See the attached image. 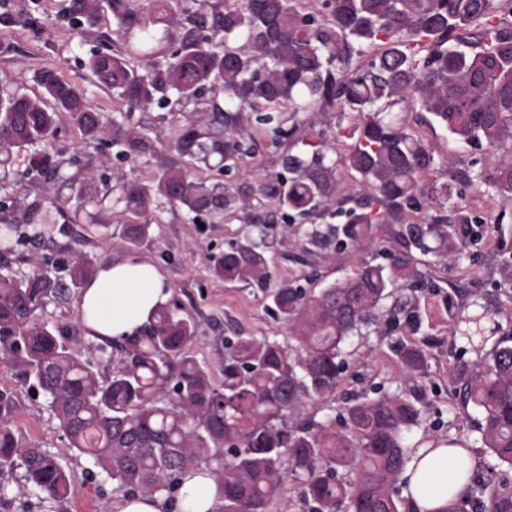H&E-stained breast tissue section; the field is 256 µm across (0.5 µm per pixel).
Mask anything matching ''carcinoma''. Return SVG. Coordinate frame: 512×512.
<instances>
[{
  "label": "carcinoma",
  "instance_id": "obj_1",
  "mask_svg": "<svg viewBox=\"0 0 512 512\" xmlns=\"http://www.w3.org/2000/svg\"><path fill=\"white\" fill-rule=\"evenodd\" d=\"M62 0L58 15L79 25L109 13L121 49L94 52L91 76L124 103L126 111L165 110L196 101L205 91L224 96L204 137L194 113H181L186 129L177 150L194 163L212 156L228 168L251 153L255 133L291 140L282 157L288 175L267 182L246 174L235 186L212 182L195 168L178 166L168 145L143 129L92 110L84 92L55 70L37 76L39 91L8 94L0 105V156L29 146L47 147L59 113L69 115L84 143L112 136L116 153L154 162L148 181L122 184L131 221L128 249L149 239L152 205L159 197L191 220L239 213L257 236L209 260L211 274L229 282L265 286L271 279L262 210L274 199L283 216L303 229L306 244L345 252L385 224H396L386 262L361 259L353 274L311 294L283 282L268 291L276 315L298 342L287 349L267 338L227 340L224 385L216 386L188 352L195 324L166 306L141 331L100 361L79 356L64 331L41 319L51 303L78 298L96 273L76 252L65 275L23 258L28 271L0 268V360L46 399L68 448L87 456L124 495H169L180 475L217 458L213 512H269L288 480L302 486L308 512H409L396 492L412 452L427 395L425 379L436 347L433 322L448 316V335L479 336L453 298L424 271L484 244L493 231L485 217L451 202L453 185L427 188L420 174L436 162L424 143L382 107L404 103L432 116L467 147L492 150L512 140V26L497 20L506 0H325L328 19L306 11L307 0ZM385 50L355 63L376 44ZM338 114L336 140L354 141L340 163L357 173L349 187L337 178L320 142L302 138L299 118L314 109ZM292 112L285 129L276 113ZM36 175L70 186L74 198L95 200L92 175L81 181L38 164ZM482 182L512 200V158ZM428 205L423 220L406 214ZM40 203L15 195L0 200V256L42 238L4 217L24 212L32 221ZM344 218L341 224L332 220ZM440 308L430 309L432 297ZM467 329H462V325ZM399 337L400 368L415 382L412 397L387 393L348 402L332 418L291 423L305 401L336 391L345 368L342 346L362 329ZM462 347L448 363L458 413L474 409L477 436L446 442L487 457L453 512H512V332L500 336L476 361ZM14 391L0 387V476L20 472L17 494L39 491L63 501L71 481L58 456L20 438L13 429ZM289 468H282L283 457ZM346 470L342 476L339 469Z\"/></svg>",
  "mask_w": 512,
  "mask_h": 512
}]
</instances>
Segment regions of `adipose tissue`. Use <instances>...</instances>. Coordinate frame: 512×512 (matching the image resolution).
Listing matches in <instances>:
<instances>
[{"label":"adipose tissue","instance_id":"ef3b65f1","mask_svg":"<svg viewBox=\"0 0 512 512\" xmlns=\"http://www.w3.org/2000/svg\"><path fill=\"white\" fill-rule=\"evenodd\" d=\"M169 296L165 279L154 265L129 259L97 271L83 290L78 311L91 334L119 341L134 335ZM476 467L475 456L459 448L416 450L403 474L412 512H449L466 493ZM214 504L215 484L208 469H193L181 476L178 512H212Z\"/></svg>","mask_w":512,"mask_h":512}]
</instances>
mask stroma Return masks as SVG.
Returning <instances> with one entry per match:
<instances>
[{
  "label": "stroma",
  "mask_w": 512,
  "mask_h": 512,
  "mask_svg": "<svg viewBox=\"0 0 512 512\" xmlns=\"http://www.w3.org/2000/svg\"><path fill=\"white\" fill-rule=\"evenodd\" d=\"M58 9L57 0H44L41 13L46 33L40 39L21 24L0 22V89L8 93H32L37 88L38 71L53 68L84 91L93 110L108 117L123 111V103L98 85L84 67L91 52L118 46L111 20L102 19L75 29L57 18ZM397 111L404 125L421 135L437 161L434 170L423 173V182L448 183L445 161L450 157L461 168L470 167L474 157H481V168L488 174L494 171L501 156L512 153V143L506 142L498 149L474 154L438 123H426L424 113L402 105ZM57 127V136L47 149L51 164L66 176L81 178L93 173L98 200L84 206L72 202L62 210L51 211L54 224L51 234L45 236L38 248L27 245L19 253L9 254L12 267H19L21 258L34 251L52 262L71 259L77 250L85 251L99 266L133 256L155 264L171 290L169 307L196 325L197 337L190 347L191 354L218 384L224 381L226 338L268 337L288 343V327L271 311L262 287L217 279L208 268L210 256L221 254L230 245L253 235L250 225L234 217L216 216L193 222L161 199L153 209L150 241L137 253H130L122 237L125 216L116 202L119 189L113 176L121 173L131 181L147 180L154 170L152 162L118 157L107 143L99 152H85L80 145V132L67 115L59 116ZM30 155V150L20 151L6 165V175L0 179V198L24 193L34 201L47 195L48 184L32 172ZM455 201L462 208L483 213L489 221H502L505 236L479 250L473 270L463 271L452 261L445 267H432L431 272L443 281L445 289L458 290L466 315L480 318L484 332L497 327L512 331V288L502 285L500 273L504 256L512 254V201L468 186L463 187ZM268 210L274 215L269 228L272 244L266 252L272 283L297 280L308 291L316 292L351 274L356 258L379 261L384 258L386 231L362 238L351 251L330 256L310 254L296 225L284 221L281 209L272 204ZM44 318L64 328L76 351L90 355L97 340L87 334L76 301L49 305ZM466 343L462 336L448 338L433 352L429 380L434 388L428 393L431 407L424 412L423 433L456 439L467 431V421L447 410L452 391L448 362L458 347ZM344 350L349 369L335 394L309 402L301 409V416L320 419L337 415L347 400L373 396L381 386L406 396L412 392L414 383L399 371L389 340L374 335L354 336ZM0 382L15 392L16 430L26 440L58 454L72 486L65 500L28 493L0 507V512H116L120 493L114 491L104 474L91 466L86 456L67 449L66 438L43 396L29 389L16 378L11 366L2 362Z\"/></svg>",
  "instance_id": "obj_1"
}]
</instances>
